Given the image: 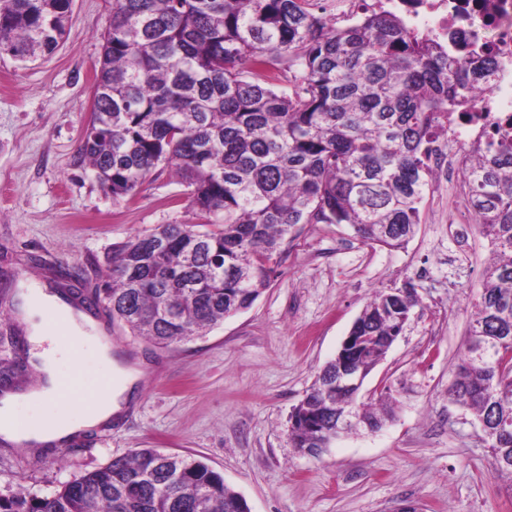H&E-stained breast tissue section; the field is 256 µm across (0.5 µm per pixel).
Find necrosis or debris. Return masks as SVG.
Instances as JSON below:
<instances>
[{
	"label": "necrosis or debris",
	"mask_w": 512,
	"mask_h": 512,
	"mask_svg": "<svg viewBox=\"0 0 512 512\" xmlns=\"http://www.w3.org/2000/svg\"><path fill=\"white\" fill-rule=\"evenodd\" d=\"M336 16L357 20L371 4L405 9L403 0H336ZM409 27L425 31L451 54L493 58L498 66L492 92L480 94L474 114L450 133L465 143L493 127H512V0H420L405 9Z\"/></svg>",
	"instance_id": "obj_1"
}]
</instances>
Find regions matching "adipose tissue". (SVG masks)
Here are the masks:
<instances>
[{"label":"adipose tissue","mask_w":512,"mask_h":512,"mask_svg":"<svg viewBox=\"0 0 512 512\" xmlns=\"http://www.w3.org/2000/svg\"><path fill=\"white\" fill-rule=\"evenodd\" d=\"M23 303L20 307L24 319L31 327L30 339L35 346V358L39 361L44 374L42 385L19 398L13 395L0 399V436L12 442L45 443L58 441L68 436L69 432L93 427L118 412L126 400L129 390L121 378H109L105 387L96 395L88 399L81 412L70 418L67 428L60 429L51 424L43 425L35 433H26L12 428L15 418V409L18 402L25 401L32 404L57 403L63 395L61 389L59 363L66 360L75 364L79 361V352L75 349H62L58 341L48 330L44 320V309L51 308L65 322L71 341L87 339L93 347L98 360L104 365H111L112 352L98 337L87 336L88 321L84 316L74 314L73 311L58 296L44 293L38 288H25L20 292Z\"/></svg>","instance_id":"1"}]
</instances>
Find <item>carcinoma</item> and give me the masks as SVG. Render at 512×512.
Returning a JSON list of instances; mask_svg holds the SVG:
<instances>
[{
	"instance_id": "obj_1",
	"label": "carcinoma",
	"mask_w": 512,
	"mask_h": 512,
	"mask_svg": "<svg viewBox=\"0 0 512 512\" xmlns=\"http://www.w3.org/2000/svg\"><path fill=\"white\" fill-rule=\"evenodd\" d=\"M72 0H0V43L28 61L68 34ZM81 155L118 204L170 168L204 229L162 224L112 249V279L85 288L78 266L54 265L89 312L168 346L249 308L269 262L297 224H348L370 245L414 236L435 144L472 109L490 61L467 62L395 12L337 27L310 0H113L101 35ZM292 90L277 91L282 65ZM475 226L491 259L473 302L449 398L484 425L492 472L512 477V133L499 127L458 149ZM419 303L375 292L353 323L342 363L328 362L298 404L291 447L319 457L336 415L380 429L389 410L336 388L341 365L368 376ZM0 378L25 371L22 346ZM488 360L475 361L471 340ZM0 512H249L224 477L193 455L136 448L53 496L0 495Z\"/></svg>"
}]
</instances>
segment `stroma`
<instances>
[{"label":"stroma","instance_id":"1","mask_svg":"<svg viewBox=\"0 0 512 512\" xmlns=\"http://www.w3.org/2000/svg\"><path fill=\"white\" fill-rule=\"evenodd\" d=\"M112 0H73L70 34L22 64L0 56V266L49 289L47 267L107 274L114 245L162 224L199 223L171 170L113 203L83 160ZM431 187L414 237L370 247L346 224H299L273 254L268 286L206 335L159 348L105 312L92 320L118 365L138 370L124 410L72 444L0 441V494L48 497L135 448L192 453L221 472L250 512H512V479L495 476L479 424L448 399L489 243L469 211L435 222ZM36 255L41 265L28 264ZM412 283L419 304L403 335L365 379L359 402L396 400L383 428L341 436L320 457L291 448L289 416L334 359L373 291ZM63 364V403L78 414L107 382L90 347Z\"/></svg>","mask_w":512,"mask_h":512}]
</instances>
